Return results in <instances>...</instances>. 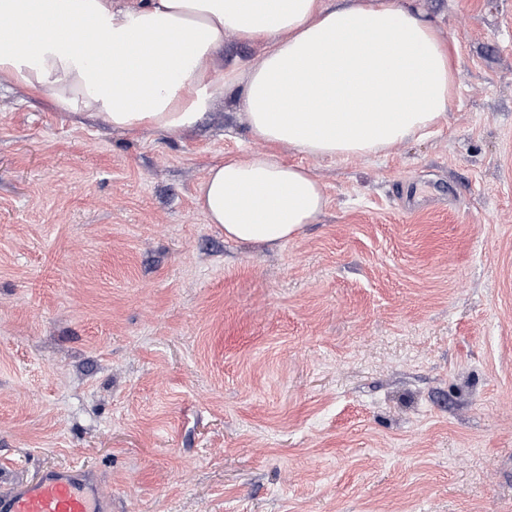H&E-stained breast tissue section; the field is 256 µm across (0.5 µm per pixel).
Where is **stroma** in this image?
<instances>
[{
	"mask_svg": "<svg viewBox=\"0 0 512 512\" xmlns=\"http://www.w3.org/2000/svg\"><path fill=\"white\" fill-rule=\"evenodd\" d=\"M456 94L387 153L277 150L328 200L238 245L195 197L263 153L235 95L172 138L0 79V483L113 512H512V0H401ZM1 512H112L98 473L83 465L49 467L37 477L0 486Z\"/></svg>",
	"mask_w": 512,
	"mask_h": 512,
	"instance_id": "obj_1",
	"label": "stroma"
}]
</instances>
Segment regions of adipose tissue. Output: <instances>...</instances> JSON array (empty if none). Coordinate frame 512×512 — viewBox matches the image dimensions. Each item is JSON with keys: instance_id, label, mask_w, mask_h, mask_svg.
Listing matches in <instances>:
<instances>
[{"instance_id": "1", "label": "adipose tissue", "mask_w": 512, "mask_h": 512, "mask_svg": "<svg viewBox=\"0 0 512 512\" xmlns=\"http://www.w3.org/2000/svg\"><path fill=\"white\" fill-rule=\"evenodd\" d=\"M229 32L260 59L225 69ZM0 78L123 133L180 135L238 94L273 150L212 165L196 203L226 239L271 247L326 206L320 179L275 148L384 153L435 127L455 89L436 26L401 0H0Z\"/></svg>"}]
</instances>
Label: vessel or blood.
<instances>
[{
	"label": "vessel or blood",
	"instance_id": "1",
	"mask_svg": "<svg viewBox=\"0 0 512 512\" xmlns=\"http://www.w3.org/2000/svg\"><path fill=\"white\" fill-rule=\"evenodd\" d=\"M0 512H112L95 469L49 467L30 480L0 486Z\"/></svg>",
	"mask_w": 512,
	"mask_h": 512
}]
</instances>
